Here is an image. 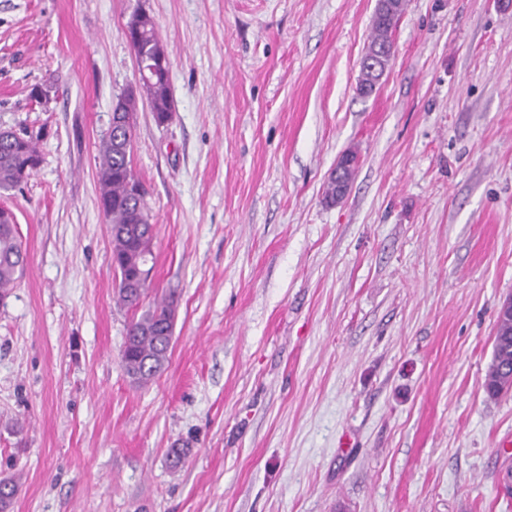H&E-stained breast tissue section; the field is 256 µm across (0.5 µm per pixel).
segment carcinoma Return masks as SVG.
Segmentation results:
<instances>
[{"instance_id": "obj_1", "label": "carcinoma", "mask_w": 512, "mask_h": 512, "mask_svg": "<svg viewBox=\"0 0 512 512\" xmlns=\"http://www.w3.org/2000/svg\"><path fill=\"white\" fill-rule=\"evenodd\" d=\"M407 0H386L376 6L366 52L360 60L357 92L379 85L391 63L392 33L404 14ZM126 35L135 57H166L153 18L136 13L126 26ZM377 60V70L365 66V60ZM144 101L158 123L168 120L172 111L169 79L157 76L139 82L121 94L112 112L108 132L98 145L100 206L109 224L112 263L118 272L116 302L138 310L146 292L153 261V224L142 186L132 168L131 152L134 116L138 101ZM45 130L24 128L21 136H0V190L20 187L38 168L41 157L38 144ZM341 184H352L358 169V154L343 153ZM26 263V251L16 225L0 221V297L15 287ZM175 320V300L165 297L141 315L132 318L121 349V362L127 376L137 385L149 383L169 361ZM483 387L491 397L512 390V316L497 317V329L491 364Z\"/></svg>"}]
</instances>
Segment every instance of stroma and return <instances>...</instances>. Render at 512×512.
I'll use <instances>...</instances> for the list:
<instances>
[{
    "mask_svg": "<svg viewBox=\"0 0 512 512\" xmlns=\"http://www.w3.org/2000/svg\"><path fill=\"white\" fill-rule=\"evenodd\" d=\"M376 3L0 0V129H49L0 191L28 256L0 300L6 512H512V393L483 388L512 298V0H408L363 98ZM139 10L172 93L135 120L144 303L177 304L144 386L97 176ZM344 161L345 165L341 168L340 164ZM341 158L338 160L336 167L332 170L331 175L336 177L335 179H328L324 187V199L328 203L336 202V181L338 179V170L341 168L340 180L341 184L350 186L354 180L358 169V154L356 151L348 150L343 153Z\"/></svg>",
    "mask_w": 512,
    "mask_h": 512,
    "instance_id": "1",
    "label": "stroma"
}]
</instances>
